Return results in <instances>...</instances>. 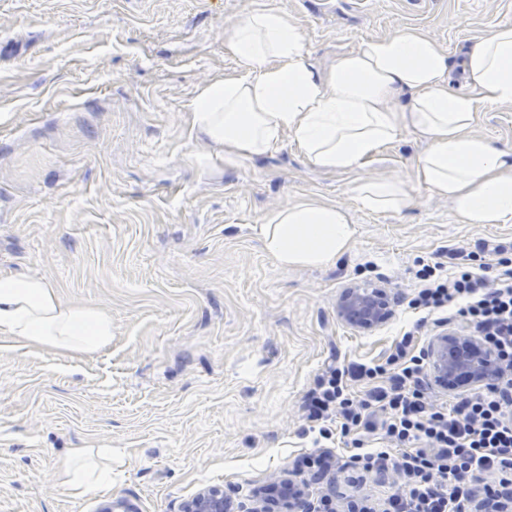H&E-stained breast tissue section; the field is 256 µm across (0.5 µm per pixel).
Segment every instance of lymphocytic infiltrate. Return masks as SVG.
Here are the masks:
<instances>
[{"mask_svg": "<svg viewBox=\"0 0 512 512\" xmlns=\"http://www.w3.org/2000/svg\"><path fill=\"white\" fill-rule=\"evenodd\" d=\"M478 270L417 272L422 286L412 309L429 314L457 308L470 327L512 364V259L503 247L479 244L477 253L453 252ZM408 329L382 362L329 364L306 399L308 417L335 420L355 465L391 472L395 481L383 512H469L473 474L488 476L486 498L512 495V375L449 406L434 404L424 354Z\"/></svg>", "mask_w": 512, "mask_h": 512, "instance_id": "lymphocytic-infiltrate-1", "label": "lymphocytic infiltrate"}]
</instances>
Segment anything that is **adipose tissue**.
I'll return each instance as SVG.
<instances>
[{"instance_id":"1","label":"adipose tissue","mask_w":512,"mask_h":512,"mask_svg":"<svg viewBox=\"0 0 512 512\" xmlns=\"http://www.w3.org/2000/svg\"><path fill=\"white\" fill-rule=\"evenodd\" d=\"M226 46L240 69L203 86L187 107L193 133L233 163L275 152L291 139L327 172L361 166L404 133L427 144L415 162L417 185L450 200L468 224L512 223V150L477 135L479 114L512 104V23L492 27L459 63L428 32L402 28L366 40L329 70L311 51L288 13H246ZM360 205L380 212L406 206L398 180L365 178L353 188ZM258 234L278 268L333 263L355 236L336 205L300 201L272 211ZM0 338L30 351L92 355L112 343V316L98 304L63 300L46 279L0 275ZM55 478L76 498L112 484V451L75 448Z\"/></svg>"}]
</instances>
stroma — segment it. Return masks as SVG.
Listing matches in <instances>:
<instances>
[{"mask_svg":"<svg viewBox=\"0 0 512 512\" xmlns=\"http://www.w3.org/2000/svg\"><path fill=\"white\" fill-rule=\"evenodd\" d=\"M292 16L328 67L363 41L427 30L451 60L512 0H0V273L47 279L67 300L112 314V345L91 356L31 353L0 339V512H96L127 498L178 512L208 485L248 503L315 448L336 450L313 500L382 503L390 474L347 486L353 464L304 410L333 360L382 358L417 318L424 264L452 250L512 244L511 224H466L416 185L413 135L351 172H325L291 140L232 164L191 132L202 85L237 70L224 37L247 12ZM512 149V105L476 128ZM366 177L402 180L410 203L363 209ZM336 204L356 229L324 267L282 270L257 233L273 210ZM382 285L395 315L361 333L336 315L341 291ZM73 448L112 451V486L72 498L51 477Z\"/></svg>","mask_w":512,"mask_h":512,"instance_id":"stroma-1","label":"stroma"}]
</instances>
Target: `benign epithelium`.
Masks as SVG:
<instances>
[{
    "label": "benign epithelium",
    "mask_w": 512,
    "mask_h": 512,
    "mask_svg": "<svg viewBox=\"0 0 512 512\" xmlns=\"http://www.w3.org/2000/svg\"><path fill=\"white\" fill-rule=\"evenodd\" d=\"M338 317L348 326L373 331L394 315L391 298L381 287L344 289L336 302ZM433 384L442 390L485 385L512 372L495 350L465 327L442 329L426 348ZM255 506L246 509L234 502L221 486H207L181 504V512H315L309 485L284 474L253 492ZM98 512H139L119 498L100 504Z\"/></svg>",
    "instance_id": "benign-epithelium-1"
}]
</instances>
